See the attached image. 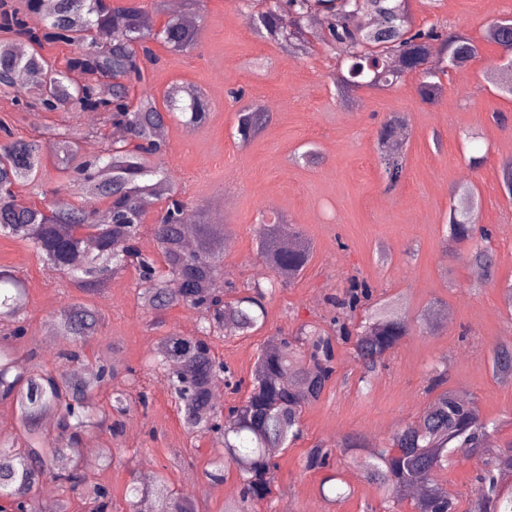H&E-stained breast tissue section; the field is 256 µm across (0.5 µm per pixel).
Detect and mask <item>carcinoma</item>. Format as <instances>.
I'll use <instances>...</instances> for the list:
<instances>
[{
    "instance_id": "carcinoma-1",
    "label": "carcinoma",
    "mask_w": 512,
    "mask_h": 512,
    "mask_svg": "<svg viewBox=\"0 0 512 512\" xmlns=\"http://www.w3.org/2000/svg\"><path fill=\"white\" fill-rule=\"evenodd\" d=\"M241 10L253 33L294 55L305 56L311 45L309 25L319 21L326 31L323 42L335 51L346 47V57L329 73L336 91L347 94L361 87L391 90L412 72L421 74L417 95L433 105L444 91L448 68L466 69L478 56L477 43L444 26L416 24L410 0H241ZM167 20L155 30L156 16ZM0 31L28 41L24 57L12 53L11 43L0 41V89L14 86L18 71L30 79L31 104L53 111L92 112L126 132L122 140L105 139L100 149L87 152L90 131L72 125L64 130L48 127L28 140L12 139L4 130L0 143V235L31 246L54 270L72 279L88 297L103 295L112 276L125 267L138 271L137 297L158 321L176 306L200 314L199 335L172 333L160 338L149 354L154 373L169 385L184 429L192 435H211L224 447L213 462L208 478L222 483L233 469L239 487L235 499L224 503V512H251L273 493L279 465L271 448L287 450L303 435V409L320 399L336 373L335 344L353 341V359L367 381L412 327L401 304L374 299L371 284L358 277L349 280L342 296L332 297L336 309L330 330L315 325L300 329L296 342L307 353L296 351L288 339L259 347L239 404L224 410L213 401V389L234 373L216 358L211 340L234 327L250 336L265 320L266 293L299 278L312 255L310 240L294 224H265L257 251L269 269L270 287L260 282L244 286V295L227 294L234 283L224 278V225L211 224L203 210L191 207L181 196L161 156L165 142L159 131L175 114L186 117L188 128L204 124L210 115L205 97L188 85L168 88L163 102L144 92L131 99L132 88L143 81L142 63L155 60L151 42L160 38L173 52H184L198 42V28L167 14L165 0H155L154 11L140 0H56L45 10L43 0H0ZM491 41L500 56L512 61V17L491 24ZM64 43L78 48L58 69L39 48ZM90 76L73 86L67 71ZM485 79L501 94L512 97V70L494 60ZM267 115L245 108L238 112L236 136L250 144ZM403 119L394 113L380 126L376 150L382 177L395 185L403 173L405 150ZM51 153L67 177L78 176L77 191L84 204L58 210L38 208L17 199L15 188L39 181L45 153ZM155 196L167 201L153 225L159 258L139 247L145 214L140 200ZM107 204L109 220L101 223L93 204ZM196 226V245L182 244L184 226ZM448 235L454 245L469 244L470 264L486 281L495 278L493 252L475 243L485 237L478 228L479 195L474 185L457 186L450 198ZM27 290L9 269H0V401L15 406L14 434L0 440V512H68L72 499L91 504L90 512H116L112 492L83 466L79 455L83 438L112 421V436L122 432L123 418L145 411L150 396L131 391L135 370L126 369L125 386L114 384L120 371L107 359L89 361L87 338L96 334L101 315L93 303L77 299L54 317L61 345L57 365L48 368L30 355L18 352L15 342L27 328ZM492 372L502 381L512 379V345L493 349ZM447 361L431 371L427 392L433 398L416 420L394 433L387 446L357 436H344L337 447L355 453L362 477L390 502L394 492L411 496L413 512H512V489L500 486L498 475L512 472V441L491 442L489 422L477 406L444 388ZM112 387L108 406L96 405L98 393ZM456 448H467L481 464L480 486L460 510V496L439 483L437 473L448 464ZM333 449L316 445L308 450L306 467L332 466ZM50 481L56 494L44 498L41 486ZM121 512H137L138 502L154 501L155 512H197L187 493L169 488L163 471L149 484L132 483Z\"/></svg>"
}]
</instances>
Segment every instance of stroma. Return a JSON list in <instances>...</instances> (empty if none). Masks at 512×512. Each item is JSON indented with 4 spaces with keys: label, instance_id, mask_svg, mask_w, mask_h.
<instances>
[{
    "label": "stroma",
    "instance_id": "obj_1",
    "mask_svg": "<svg viewBox=\"0 0 512 512\" xmlns=\"http://www.w3.org/2000/svg\"><path fill=\"white\" fill-rule=\"evenodd\" d=\"M411 9L416 24L444 25L471 37L480 49L466 70L445 77L444 93L433 105L420 102L416 73L394 90L363 88L338 98L327 75L342 51H328L318 41L310 56L289 54L252 33L239 0H204L193 13L199 28L196 47L174 53L153 43L159 61L145 63L146 81L134 88L160 97L171 85L188 84L211 104L205 125L169 124L164 162L186 199L203 207L210 223L224 226L225 279L239 285L267 281L270 272L257 255V231L274 215L298 225L312 243L302 276L268 299L263 328L249 337L233 334L214 341V353L236 377L249 379L259 344L294 336L301 325L330 317L328 297L341 294L353 276L367 279L378 296L401 300L409 319L431 306L442 313L437 329L414 327L366 384L359 381L351 344L337 343L336 374L321 398L305 407L302 438L276 456L274 506H258L257 512H375L378 494L361 478L352 456L338 459L351 493L331 502L320 490L323 472L305 467L307 450L317 443L335 447L348 434L388 443L429 401V372L442 356L448 360V388L466 394L485 419L498 422L495 443L512 441V382L494 377L490 362L493 349L512 336V311L502 298L503 287L512 283V198L501 186L502 165L512 160V98L483 78L487 64L499 55L485 33L495 20L512 17V0H411ZM238 89L245 92L242 103L270 115L246 146L239 145L234 129L242 103L229 96ZM30 99L27 91L0 93V121L14 138L75 123L98 134L112 132L102 117L63 109L37 112ZM394 112L404 116L408 130L404 172L391 188L381 177L375 138L380 123ZM312 146L320 153L318 161L299 162L298 154ZM473 155L486 156L481 169L469 166ZM466 182L477 187L479 222L491 232L497 261L491 282L473 276L469 247L446 246L451 193ZM17 195L39 207L61 199L79 201L52 158L39 186L18 187ZM0 266L15 271L27 288V334L18 349L35 353L37 361L53 362L56 352L46 348L42 333L58 310L79 298L78 288L10 238L0 237ZM137 282L135 268H127L96 298L104 321L85 345L89 357L104 355L118 368H134L152 397L147 413L125 418L119 437L92 431L114 456L100 477L120 505L143 467L161 469L172 487L195 498L200 512H224L228 496L238 493L236 476L217 484L205 475L221 445L184 430L167 385L145 366L160 336L186 334L198 326V314L177 306L162 325H151L137 300Z\"/></svg>",
    "mask_w": 512,
    "mask_h": 512
}]
</instances>
